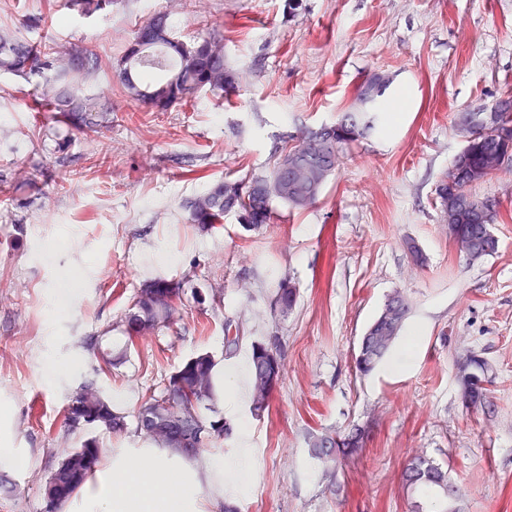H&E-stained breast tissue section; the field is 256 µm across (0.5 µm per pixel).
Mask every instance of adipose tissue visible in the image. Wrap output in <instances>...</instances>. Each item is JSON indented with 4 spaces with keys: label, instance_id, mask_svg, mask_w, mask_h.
<instances>
[{
    "label": "adipose tissue",
    "instance_id": "1",
    "mask_svg": "<svg viewBox=\"0 0 512 512\" xmlns=\"http://www.w3.org/2000/svg\"><path fill=\"white\" fill-rule=\"evenodd\" d=\"M245 462L215 458L203 479H173L166 456L145 452L119 458L97 474L95 489L78 502L79 512H188L198 487L207 481L218 485L219 496L229 500L249 477Z\"/></svg>",
    "mask_w": 512,
    "mask_h": 512
}]
</instances>
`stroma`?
<instances>
[{
	"instance_id": "stroma-1",
	"label": "stroma",
	"mask_w": 512,
	"mask_h": 512,
	"mask_svg": "<svg viewBox=\"0 0 512 512\" xmlns=\"http://www.w3.org/2000/svg\"><path fill=\"white\" fill-rule=\"evenodd\" d=\"M113 0L83 17L66 0H0V30L91 51L89 92L109 112L85 133L33 106L37 78L0 75V512H46L44 487L69 449L95 437L113 457L149 451L136 431L144 397L184 360L210 353L217 399L205 417L229 437L212 456L248 454L238 512H408L402 472L414 454L447 469L459 512H512V173L474 187L495 202V254H457L435 189L461 143L456 113L512 93V0ZM165 12L175 34L215 37L240 92L203 91L157 112L128 97L114 66L134 31ZM394 117L352 143L317 202L275 205L261 230L235 213L197 224L189 204L217 182L269 169L298 136L336 123L377 72ZM426 258L415 266L404 246ZM186 280L217 296H184L179 319L142 337L123 320L144 284ZM288 314L273 308L283 279ZM410 309L390 360L362 375L354 355L387 297ZM239 342L224 349V328ZM277 341L283 377L264 417L230 402L238 362ZM488 365L485 407L466 408L457 363ZM405 364L393 368V358ZM67 368L50 376V361ZM127 423L73 432L65 412L82 386ZM360 430L363 447L327 469L309 453L321 432Z\"/></svg>"
}]
</instances>
